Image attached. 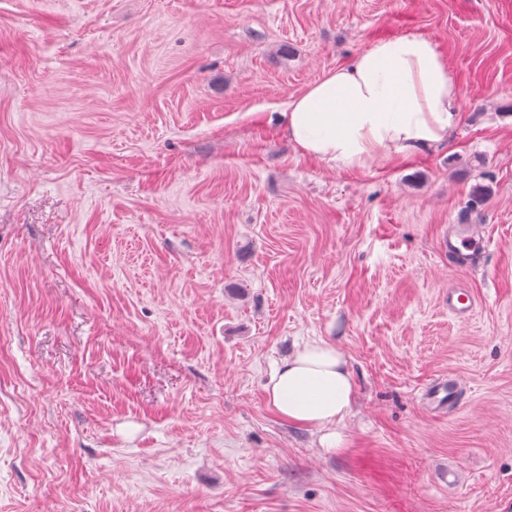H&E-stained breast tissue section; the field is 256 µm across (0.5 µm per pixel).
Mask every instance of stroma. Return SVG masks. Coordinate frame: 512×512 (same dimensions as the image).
Returning a JSON list of instances; mask_svg holds the SVG:
<instances>
[{
	"label": "stroma",
	"mask_w": 512,
	"mask_h": 512,
	"mask_svg": "<svg viewBox=\"0 0 512 512\" xmlns=\"http://www.w3.org/2000/svg\"><path fill=\"white\" fill-rule=\"evenodd\" d=\"M405 35L447 145L300 154L292 98ZM320 338L333 451L266 392ZM0 512H512V0H0ZM487 244V239L480 231L473 227H464L455 234L448 235L440 242V249L448 254L455 255L462 262L467 260L471 254L475 253ZM475 298L465 289L449 288L448 311L456 318L466 319L474 311ZM431 389L426 399L432 401L436 406L445 403L448 406V413L455 412L460 407L461 382L459 379L448 376V381L441 380Z\"/></svg>",
	"instance_id": "stroma-1"
}]
</instances>
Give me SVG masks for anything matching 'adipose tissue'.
I'll return each instance as SVG.
<instances>
[{"label":"adipose tissue","mask_w":512,"mask_h":512,"mask_svg":"<svg viewBox=\"0 0 512 512\" xmlns=\"http://www.w3.org/2000/svg\"><path fill=\"white\" fill-rule=\"evenodd\" d=\"M446 60L420 35L380 40L346 67L329 71L287 106L285 132L299 152L357 168L379 155L406 157L444 145L458 114ZM267 393L277 416L320 430L335 448L354 386L335 344L311 340L281 361Z\"/></svg>","instance_id":"ef3b65f1"}]
</instances>
